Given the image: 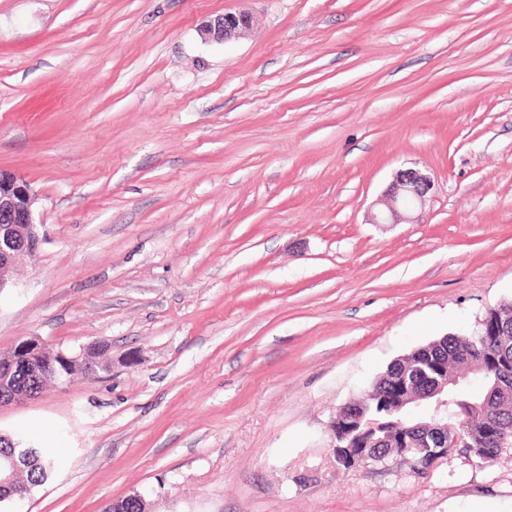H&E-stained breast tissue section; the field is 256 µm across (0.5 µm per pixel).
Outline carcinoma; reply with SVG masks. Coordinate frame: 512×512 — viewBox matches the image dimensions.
<instances>
[{"label":"carcinoma","instance_id":"cac0c4a2","mask_svg":"<svg viewBox=\"0 0 512 512\" xmlns=\"http://www.w3.org/2000/svg\"><path fill=\"white\" fill-rule=\"evenodd\" d=\"M494 315L495 308L491 307L474 330L448 335L390 364L360 400L339 408L348 420L339 445L351 449L355 455L361 448H377L382 444L399 447L406 439L414 448H446L450 454H459L468 448H488L490 454L486 461L493 460L500 443L512 440V402L502 396V391L512 390V331L490 335ZM433 355L450 375L478 370L481 376L477 387L461 379L457 386L448 389V420L455 422V428L443 433L438 442L408 431L418 423L409 412L421 411L426 405L424 401L419 403L412 399L409 379ZM12 381L35 395L51 383L49 378L40 381L25 372L14 375ZM14 446L29 449L28 458L21 463L16 475L17 483L29 491L42 485L50 473V458L34 444L11 436L0 438V458L11 454Z\"/></svg>","mask_w":512,"mask_h":512}]
</instances>
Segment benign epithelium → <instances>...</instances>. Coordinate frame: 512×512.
<instances>
[{
  "label": "benign epithelium",
  "instance_id": "7a95c632",
  "mask_svg": "<svg viewBox=\"0 0 512 512\" xmlns=\"http://www.w3.org/2000/svg\"><path fill=\"white\" fill-rule=\"evenodd\" d=\"M251 16L245 12L221 14L205 24L203 34L216 41H229L243 35L250 29ZM432 188L428 175L418 169L398 170L389 187L379 201L381 209L369 216L373 224H402L412 221V207L424 204ZM34 193L30 183L23 177L0 169V292L12 284L11 274L16 262L25 255L35 253L41 244L38 225L35 223L32 206ZM73 362L84 365L87 375L98 377L106 366L90 359L86 348L72 353L63 349L53 350L37 336L20 340V355H0V376L10 375L17 365L26 366L36 376L52 374L55 381L65 383L68 373L64 366ZM423 398H433L434 410L448 404V375L441 376L436 388L421 394ZM27 449L8 458V466H0V486H6L14 480L19 468L18 459ZM394 454L411 464L414 472L428 471L440 459L448 457L440 448L427 451L429 459L418 458L411 448H392Z\"/></svg>",
  "mask_w": 512,
  "mask_h": 512
}]
</instances>
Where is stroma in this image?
<instances>
[{"instance_id":"1","label":"stroma","mask_w":512,"mask_h":512,"mask_svg":"<svg viewBox=\"0 0 512 512\" xmlns=\"http://www.w3.org/2000/svg\"><path fill=\"white\" fill-rule=\"evenodd\" d=\"M406 166L417 221L370 223ZM0 169L44 236L0 351L110 365L0 407L53 459L0 512H512V447L418 475L330 430L512 301V0H0ZM252 24L251 16L245 12L217 15L205 24L203 34L216 41L239 38Z\"/></svg>"}]
</instances>
